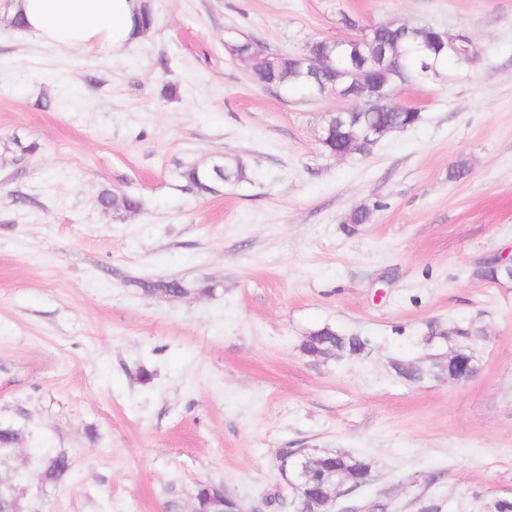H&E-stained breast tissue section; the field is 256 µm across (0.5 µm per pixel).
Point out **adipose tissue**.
Wrapping results in <instances>:
<instances>
[{"mask_svg":"<svg viewBox=\"0 0 512 512\" xmlns=\"http://www.w3.org/2000/svg\"><path fill=\"white\" fill-rule=\"evenodd\" d=\"M140 0H10L8 16H20L24 32L65 49L109 55L137 41Z\"/></svg>","mask_w":512,"mask_h":512,"instance_id":"1","label":"adipose tissue"}]
</instances>
